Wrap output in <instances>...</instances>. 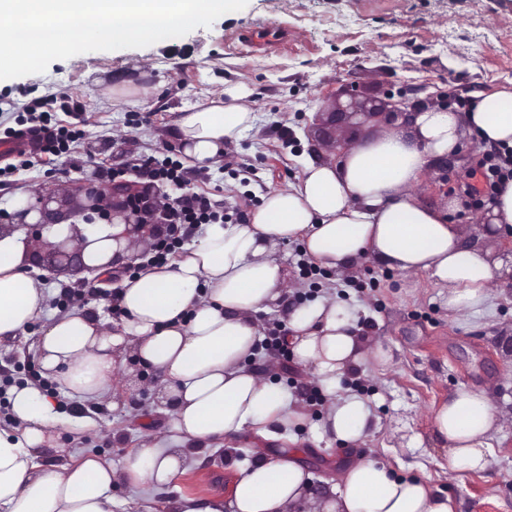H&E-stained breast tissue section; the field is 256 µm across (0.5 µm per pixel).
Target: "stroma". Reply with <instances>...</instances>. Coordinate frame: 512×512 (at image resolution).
<instances>
[{"instance_id":"1","label":"stroma","mask_w":512,"mask_h":512,"mask_svg":"<svg viewBox=\"0 0 512 512\" xmlns=\"http://www.w3.org/2000/svg\"><path fill=\"white\" fill-rule=\"evenodd\" d=\"M246 83L257 117L254 128L225 145L223 163L201 168L187 189L224 205L232 222H246L273 189L294 184L307 161H334L318 144L317 121L335 104L347 103L346 87L372 106L387 91L418 99H457L478 92L512 91V0H248L245 8L219 17L211 26L143 48L92 51L57 60L46 72L0 80V132L17 127L32 98L54 91L84 108L85 135L53 163L35 162L0 182V196L34 192L49 185L90 178L99 168L120 170L138 156L183 160L176 122L183 111L217 98L225 84ZM130 86V94L110 98L109 90ZM485 146L464 134L447 168L431 176L449 183L467 181ZM418 201L455 217L464 235L486 248L463 203L416 188ZM298 239L280 244L276 257L291 285L278 306L260 311L261 332L287 323L289 311L320 297L336 299L357 317L369 347L382 350L385 364H370L343 385L367 397L377 425L358 446L304 432L298 442L265 441L268 457L294 453L320 495L327 481L351 461L365 457L393 475L428 480L448 495L455 512H512V357L502 343L512 336V281H498L489 311L451 314L444 291L425 275L407 276L366 258L343 274L299 265ZM41 323L0 343V395L13 382L29 381L46 390L36 357ZM252 368L276 386L293 392L310 420L327 404L312 377L294 367L292 356L258 350ZM161 376L154 371L130 377L126 393H109L80 405L97 424L92 434L66 422L55 444L41 450L46 465H63L83 455L119 462L122 450L136 447L148 429L164 437L170 417L155 403ZM461 388L494 392L502 428L493 440L485 471L459 474L448 467V445L433 426V411ZM256 440L243 435L231 448H211L195 456L184 473L162 488L116 483L113 494L130 502L149 499L154 512H168L182 495L230 498L237 468L254 457Z\"/></svg>"}]
</instances>
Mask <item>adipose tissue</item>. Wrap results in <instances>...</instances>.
<instances>
[{
    "mask_svg": "<svg viewBox=\"0 0 512 512\" xmlns=\"http://www.w3.org/2000/svg\"><path fill=\"white\" fill-rule=\"evenodd\" d=\"M249 90L240 84L223 98L183 113L176 135L189 164L222 161L224 146L254 126ZM512 154V92L477 94L468 111L430 109L409 127L356 138L336 162L306 163L297 184L268 192L246 224H210L171 264L143 269L120 290L123 319L113 325L102 306L59 315L49 310L43 282L25 275L35 246L25 223L0 231V341L43 320L37 353L42 369L64 394L104 396L128 357L164 376L161 396L172 399L174 436L145 434L121 465L86 457L59 467L39 463L54 439L57 400L38 386L7 391L13 425L0 430V512H113L112 486L121 481L161 488L190 458L243 431L268 440L305 423L297 398L247 363L260 332L255 313L280 301L289 288L275 258L277 245L301 239L305 255L339 271L370 257L406 274H425L447 291L453 314L479 313L494 297V283L512 267L466 243L458 225L419 203L414 188L433 159L455 151L465 130ZM148 229L121 223L48 226L42 240H69L86 266L104 273L121 252L133 253ZM287 342L297 365L329 398L319 434L346 444L362 442L373 427L367 398L343 389V380L368 363H385L368 347L356 318L323 297L288 314ZM435 432L448 443V464L458 473L484 471L491 440L501 428L491 391L460 389L434 413ZM171 512H453L449 497L427 481L398 478L361 458L316 498L295 457H256L240 466L230 502L183 496Z\"/></svg>",
    "mask_w": 512,
    "mask_h": 512,
    "instance_id": "obj_1",
    "label": "adipose tissue"
}]
</instances>
